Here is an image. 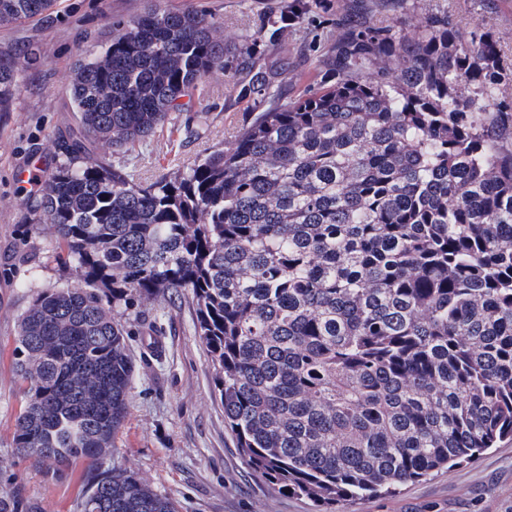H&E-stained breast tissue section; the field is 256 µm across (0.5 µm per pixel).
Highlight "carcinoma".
I'll return each instance as SVG.
<instances>
[{"mask_svg": "<svg viewBox=\"0 0 512 512\" xmlns=\"http://www.w3.org/2000/svg\"><path fill=\"white\" fill-rule=\"evenodd\" d=\"M323 43L320 83L280 101L302 24L287 0L230 50L222 25L156 8L74 63L77 131L39 207L78 282L23 312L14 452L66 478L80 512H178L121 467L133 363L121 310L181 296L248 465L331 507L423 479L512 438V83L494 32L419 0H354ZM55 0H0V26ZM30 58L0 53V112ZM231 73L256 114L233 139L150 183L94 157L153 135ZM0 512H41L17 485Z\"/></svg>", "mask_w": 512, "mask_h": 512, "instance_id": "carcinoma-1", "label": "carcinoma"}]
</instances>
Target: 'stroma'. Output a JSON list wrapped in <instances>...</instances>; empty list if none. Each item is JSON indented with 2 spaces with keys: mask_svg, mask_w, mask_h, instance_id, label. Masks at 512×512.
<instances>
[{
  "mask_svg": "<svg viewBox=\"0 0 512 512\" xmlns=\"http://www.w3.org/2000/svg\"><path fill=\"white\" fill-rule=\"evenodd\" d=\"M282 0H57L44 18L0 26V51L35 53L9 111L0 112V481L21 483L42 512H78L79 478L57 480L13 451L14 423L23 393L13 375V350L22 313L46 288L75 282L72 266L56 258V243L41 228L37 195L27 193L22 170L48 176L59 157L57 136L75 127L70 100L73 64L112 36L113 24L154 8L195 9L215 17L231 43L253 34ZM349 0H314L312 24L288 34L295 66L283 80L284 98L319 83L308 44L317 27L332 31ZM426 10H448L463 29L494 30L512 61V0H427ZM252 117L224 75L207 77L184 111L172 113L149 138L120 152L97 145L110 166L150 181L222 146ZM122 322L135 365L128 420L109 464L138 473L179 512H320L314 500L282 493L246 463L224 423L210 353L195 328L192 305L174 296L131 307ZM334 512H512V439L471 460L444 467L397 490L337 501Z\"/></svg>",
  "mask_w": 512,
  "mask_h": 512,
  "instance_id": "obj_1",
  "label": "stroma"
}]
</instances>
